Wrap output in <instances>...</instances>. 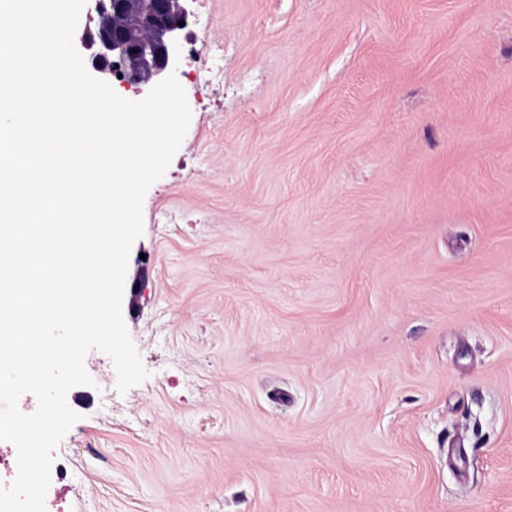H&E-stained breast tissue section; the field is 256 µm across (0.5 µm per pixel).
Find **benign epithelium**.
<instances>
[{
	"instance_id": "obj_1",
	"label": "benign epithelium",
	"mask_w": 512,
	"mask_h": 512,
	"mask_svg": "<svg viewBox=\"0 0 512 512\" xmlns=\"http://www.w3.org/2000/svg\"><path fill=\"white\" fill-rule=\"evenodd\" d=\"M96 19L79 36L93 71L151 89L173 71L182 54L183 0H93Z\"/></svg>"
}]
</instances>
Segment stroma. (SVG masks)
Returning <instances> with one entry per match:
<instances>
[{"mask_svg":"<svg viewBox=\"0 0 512 512\" xmlns=\"http://www.w3.org/2000/svg\"><path fill=\"white\" fill-rule=\"evenodd\" d=\"M185 7L150 376L87 354L47 512H512V0ZM199 77L211 84H219L224 78V45L212 52L210 63L199 72Z\"/></svg>","mask_w":512,"mask_h":512,"instance_id":"1","label":"stroma"}]
</instances>
